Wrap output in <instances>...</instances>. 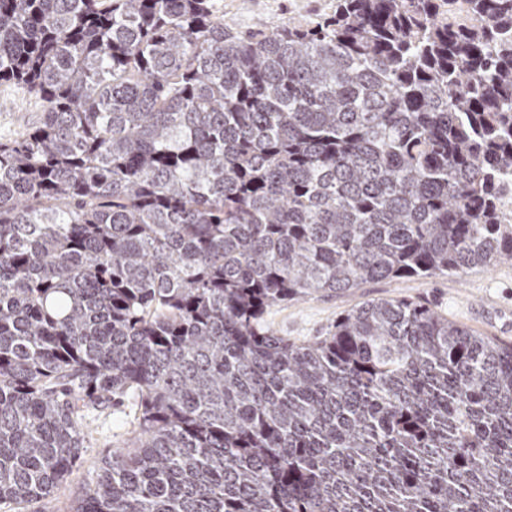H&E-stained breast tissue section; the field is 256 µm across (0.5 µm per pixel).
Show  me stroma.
Returning <instances> with one entry per match:
<instances>
[{"label":"stroma","mask_w":512,"mask_h":512,"mask_svg":"<svg viewBox=\"0 0 512 512\" xmlns=\"http://www.w3.org/2000/svg\"><path fill=\"white\" fill-rule=\"evenodd\" d=\"M336 0H216L226 26L251 33L276 25L309 23L331 13ZM41 110L26 88L0 84V141L15 138ZM404 299L428 305L449 320L487 336L512 342V261L466 275L386 279L362 284L343 295L314 294L269 308L264 322L277 335L303 343L325 336L336 320L368 300ZM130 404L90 417L83 458L52 496L28 512H70L75 499L91 484L101 457L128 449Z\"/></svg>","instance_id":"obj_1"}]
</instances>
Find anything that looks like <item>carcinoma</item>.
Wrapping results in <instances>:
<instances>
[{"label": "carcinoma", "mask_w": 512, "mask_h": 512, "mask_svg": "<svg viewBox=\"0 0 512 512\" xmlns=\"http://www.w3.org/2000/svg\"><path fill=\"white\" fill-rule=\"evenodd\" d=\"M0 512L87 418L133 449L72 512H512V344L405 300L297 344L272 305L512 261V0H0ZM224 25L246 33L283 22L309 23L331 13L336 0H216ZM40 111L41 103L26 88L0 84V141L15 138Z\"/></svg>", "instance_id": "carcinoma-1"}]
</instances>
